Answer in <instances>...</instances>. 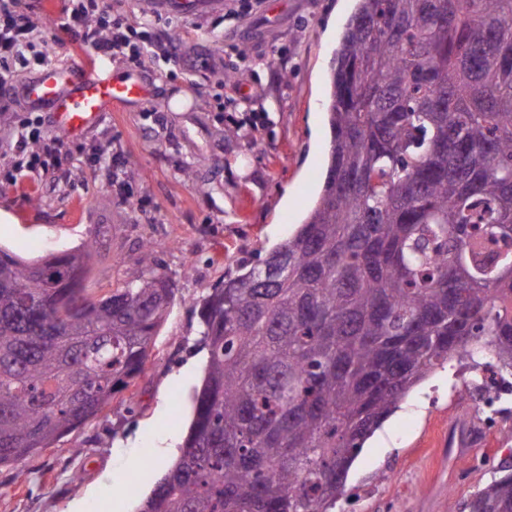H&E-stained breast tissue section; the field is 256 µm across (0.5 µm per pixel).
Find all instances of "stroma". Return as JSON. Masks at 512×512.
I'll return each instance as SVG.
<instances>
[{"instance_id": "stroma-1", "label": "stroma", "mask_w": 512, "mask_h": 512, "mask_svg": "<svg viewBox=\"0 0 512 512\" xmlns=\"http://www.w3.org/2000/svg\"><path fill=\"white\" fill-rule=\"evenodd\" d=\"M43 50L60 62L81 51L61 27L65 0H31ZM356 0H260L242 19L202 18L175 63L142 70L152 97L106 113L61 154L30 171L11 148L23 106L0 96V247L26 259L94 241L84 282L99 296L164 274L175 299L143 372L84 426L40 455L0 467V512H113L108 487H124L135 512L173 461L192 422L202 382L204 298L223 287L241 258L260 263L303 223L323 184L330 130L326 99L332 53ZM253 91L227 102L222 74ZM189 92L182 112L156 100ZM120 153L118 171L96 164ZM155 247L153 264L141 260ZM468 377L457 362L415 386L366 441L336 512H448L489 481L512 439L495 449L448 453V415ZM141 463L129 466L130 459Z\"/></svg>"}]
</instances>
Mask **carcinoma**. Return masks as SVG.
I'll use <instances>...</instances> for the list:
<instances>
[{
    "label": "carcinoma",
    "mask_w": 512,
    "mask_h": 512,
    "mask_svg": "<svg viewBox=\"0 0 512 512\" xmlns=\"http://www.w3.org/2000/svg\"><path fill=\"white\" fill-rule=\"evenodd\" d=\"M319 199L203 302L205 376L139 512H334L365 440L439 365L512 369V0H358L334 53ZM94 245L0 249V467L101 411L174 292L82 287ZM448 512H512V466Z\"/></svg>",
    "instance_id": "cac0c4a2"
}]
</instances>
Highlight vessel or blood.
Here are the masks:
<instances>
[{"label":"vessel or blood","instance_id":"vessel-or-blood-1","mask_svg":"<svg viewBox=\"0 0 512 512\" xmlns=\"http://www.w3.org/2000/svg\"><path fill=\"white\" fill-rule=\"evenodd\" d=\"M150 6L190 17L224 10L223 0H151ZM19 95L28 108L52 114L61 135L75 138L97 125L104 114L142 101L147 84L135 68L115 72L82 56L44 66L24 83Z\"/></svg>","mask_w":512,"mask_h":512}]
</instances>
